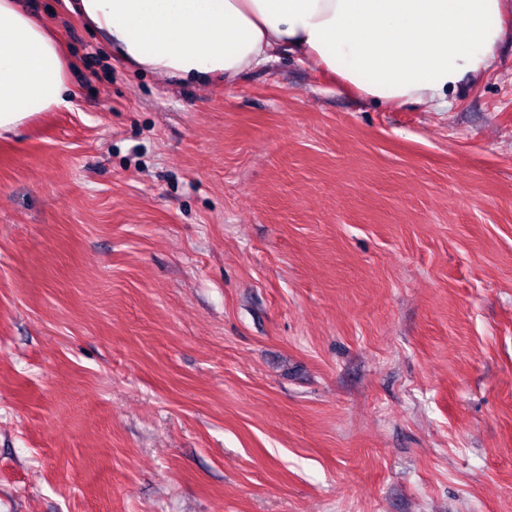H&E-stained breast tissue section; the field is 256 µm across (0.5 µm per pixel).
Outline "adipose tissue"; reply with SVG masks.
Masks as SVG:
<instances>
[{
  "label": "adipose tissue",
  "instance_id": "1",
  "mask_svg": "<svg viewBox=\"0 0 512 512\" xmlns=\"http://www.w3.org/2000/svg\"><path fill=\"white\" fill-rule=\"evenodd\" d=\"M112 55L160 76L235 84L279 52L379 102L446 106L512 39V0H73ZM62 50L0 0V135L68 107Z\"/></svg>",
  "mask_w": 512,
  "mask_h": 512
}]
</instances>
